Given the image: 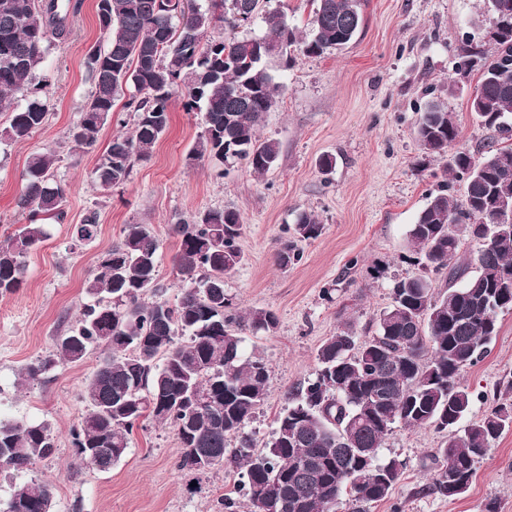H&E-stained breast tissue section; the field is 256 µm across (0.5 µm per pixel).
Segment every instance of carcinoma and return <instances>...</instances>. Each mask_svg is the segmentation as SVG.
<instances>
[{
	"mask_svg": "<svg viewBox=\"0 0 512 512\" xmlns=\"http://www.w3.org/2000/svg\"><path fill=\"white\" fill-rule=\"evenodd\" d=\"M97 0L106 48L86 55L93 91L79 122L70 130L72 149L89 153L112 120L117 101L133 113L134 129L116 135L93 174L109 191L125 184L135 163L149 157L170 121L173 97L203 116V132L189 152L209 161L224 176L237 162L263 175L279 160L280 143L262 139L257 127L283 93L271 65L289 66L297 54L321 57L349 45L363 22L362 0H311V32L290 25L279 0ZM499 17L492 38L493 60L484 67L470 109L482 124L512 132V0H485ZM71 0H0V108L27 92L11 111L0 140L24 142L45 122L48 102L37 82L54 40L67 33ZM261 17L265 32L241 35L251 25L244 12ZM227 34L212 36L217 24ZM428 156L444 163L454 180L464 181L456 203L442 190L429 196L409 231L408 247L421 273L395 280L392 303L373 336L359 339L344 323L317 351L315 376L299 384L276 419L265 447L256 453L243 428L264 401L270 367L247 356L241 332L270 333L278 324L270 310L233 314L224 299V278L243 260L239 214L231 209L199 212L179 220L178 271L185 283L174 305L147 298L158 287L159 241L143 224H130L123 239L99 259L85 292V307L68 333L54 340L45 358L26 365L21 376L40 383L56 364L77 362L92 347L107 351L86 379L84 410L70 430L76 465L107 472L127 453L139 421L150 417L169 425L180 442L179 468L239 472L238 498H220L215 512H264L269 501L279 512H369L387 499L403 473V463L382 460L395 425L432 427L448 433L433 455L432 491L448 489V471L466 492L475 465L504 432L512 430V403L496 404L483 418L461 422L472 405L462 373L480 361L497 336L498 313L512 309V229L504 231L499 204L512 205V146H489L480 156L455 147L459 127L441 100L429 102L415 128ZM52 151L30 155L16 206L28 222L0 241V295L24 283V257L47 238V221L64 218L66 187L55 179ZM317 215L298 213L294 239L280 242V267L299 260L295 240L318 238ZM97 215L73 228L76 241L94 239ZM479 248L462 260L467 242ZM511 275L508 281L498 274ZM443 274L446 289L435 276ZM238 444L229 447L231 438ZM57 451L45 422L0 421V470L24 472ZM55 485L32 479L12 487L0 512H54Z\"/></svg>",
	"mask_w": 512,
	"mask_h": 512,
	"instance_id": "obj_1",
	"label": "carcinoma"
}]
</instances>
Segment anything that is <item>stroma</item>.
Instances as JSON below:
<instances>
[{
  "label": "stroma",
  "instance_id": "stroma-1",
  "mask_svg": "<svg viewBox=\"0 0 512 512\" xmlns=\"http://www.w3.org/2000/svg\"><path fill=\"white\" fill-rule=\"evenodd\" d=\"M364 15V28L349 48L275 69L284 92L258 126L261 138L281 146L275 169L257 175L237 163L218 179L208 162L189 160L202 116L176 97L170 126L150 158L135 164L124 185L104 191L93 178L99 151L113 136L131 132L133 116L115 106L99 150H70L68 132L92 91L85 54L103 40L96 0H81L69 35L56 40L39 73L49 99L44 126L27 141H0V240L27 221L16 200L32 153L56 151V178L68 186L66 220L49 224L45 242L27 256L22 288L0 296V419L50 423L58 448L27 472L0 473V498L13 484L38 478L56 487L54 512H210L238 483L234 471L179 470L175 432L149 419L134 429L126 456L112 470L74 467L69 431L102 349L58 364L37 385L21 379L22 368L47 355L55 337L75 324L98 258L122 240L128 225L145 224L156 234L159 299L173 304L182 294L175 222L208 209L239 213L244 260L226 276L224 298L239 314L267 309L278 319L272 334L242 332L246 354L270 365L267 395L244 428L259 452L289 392L313 378L322 341L347 322L358 336L372 335L391 304L394 280L418 274L408 232L430 194L450 179L441 162L423 157L416 141L421 111L430 101H444L459 127L458 147L472 153L504 141L470 110L480 69L456 67L467 44L492 56L487 34L493 17L483 0H364ZM325 156L336 164L324 174L319 161ZM302 211L315 213L324 231L298 242V262L279 267L280 241ZM93 212L97 236L76 242L73 225ZM498 325L487 354L463 373L473 395L472 421L497 401H512V309L499 313ZM444 440L430 427L396 426L380 456L402 462L403 474L370 512H483L490 501L498 512H512V431L477 464L469 489L454 500L430 489L432 455Z\"/></svg>",
  "mask_w": 512,
  "mask_h": 512
}]
</instances>
